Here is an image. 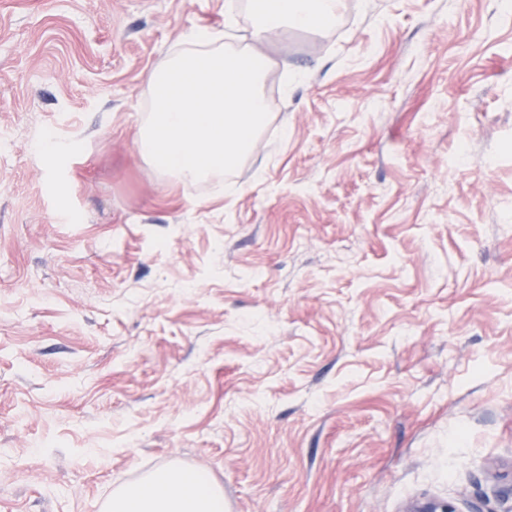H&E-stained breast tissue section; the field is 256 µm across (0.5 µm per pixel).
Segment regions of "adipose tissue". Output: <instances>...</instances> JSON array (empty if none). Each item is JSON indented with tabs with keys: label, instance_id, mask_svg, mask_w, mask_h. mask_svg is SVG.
<instances>
[{
	"label": "adipose tissue",
	"instance_id": "1",
	"mask_svg": "<svg viewBox=\"0 0 512 512\" xmlns=\"http://www.w3.org/2000/svg\"><path fill=\"white\" fill-rule=\"evenodd\" d=\"M339 0H252V25L243 45L224 42L239 28V4L226 0L224 30H187L174 51L146 78L152 113L141 124L138 150L158 170L184 182L222 178L256 144L268 118L263 92L267 59L258 49L288 28L332 27ZM111 512H224L212 477L162 466L140 483L112 494Z\"/></svg>",
	"mask_w": 512,
	"mask_h": 512
}]
</instances>
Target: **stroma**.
<instances>
[{
	"instance_id": "1",
	"label": "stroma",
	"mask_w": 512,
	"mask_h": 512,
	"mask_svg": "<svg viewBox=\"0 0 512 512\" xmlns=\"http://www.w3.org/2000/svg\"><path fill=\"white\" fill-rule=\"evenodd\" d=\"M224 2L0 0V512L169 464L224 512H512V13L278 32L254 151L180 183L145 77Z\"/></svg>"
}]
</instances>
